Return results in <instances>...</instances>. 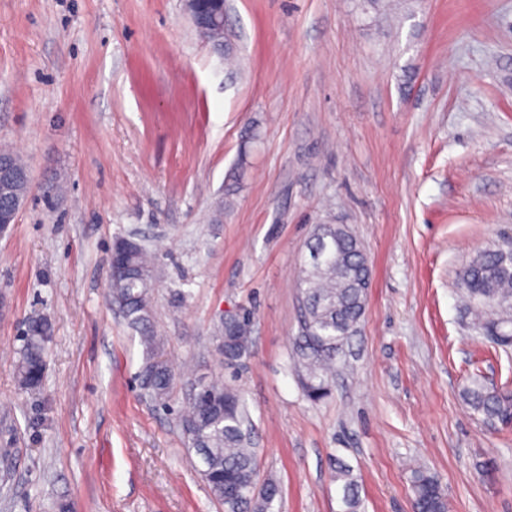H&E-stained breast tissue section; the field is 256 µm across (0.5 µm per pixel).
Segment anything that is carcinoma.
<instances>
[{"mask_svg":"<svg viewBox=\"0 0 512 512\" xmlns=\"http://www.w3.org/2000/svg\"><path fill=\"white\" fill-rule=\"evenodd\" d=\"M128 270L111 280L112 301L128 326L139 334L146 358L138 375L140 388L159 406L171 408L174 373L163 358L161 339L152 323L151 296L155 285L151 251L129 238ZM321 244L300 278L301 330L293 339L295 368L306 396L313 402L331 394V378L341 361L348 337L362 321L367 303L365 289L358 287L366 269L358 255L360 245L345 224H318L309 246ZM468 302L480 309V329L496 335L493 344L512 345V249L485 250L469 261L460 279ZM47 322H29L24 350L17 363L20 385L37 388L46 365ZM219 353L231 360L247 354L251 322L236 320L224 325L217 337ZM467 405L489 420L512 422V391L490 389L475 373L462 390ZM189 447L199 456L202 474L224 512H272L280 488L273 480L257 486L258 461L252 448V426L246 403L232 384L209 376L189 407L180 414ZM334 482L339 512H361L359 486L352 471L336 463ZM415 512H448V500L440 481L430 471L411 470Z\"/></svg>","mask_w":512,"mask_h":512,"instance_id":"obj_1","label":"carcinoma"}]
</instances>
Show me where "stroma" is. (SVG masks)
<instances>
[{
	"mask_svg": "<svg viewBox=\"0 0 512 512\" xmlns=\"http://www.w3.org/2000/svg\"><path fill=\"white\" fill-rule=\"evenodd\" d=\"M235 67L184 0H0V146L31 172L0 234V512H224L178 422L193 373L243 393L273 512H412L410 471L449 512H512V427L460 393L512 388V347L469 324L457 283L512 243V0H228ZM319 224L372 270L330 397L292 355L298 276ZM158 248L153 324L174 413L140 390L139 336L110 256ZM251 311L225 368L216 338ZM48 322L39 390L16 363ZM333 478V481L337 484L336 494L339 512H361L362 500L359 486L352 471L338 462Z\"/></svg>",
	"mask_w": 512,
	"mask_h": 512,
	"instance_id": "obj_1",
	"label": "stroma"
}]
</instances>
